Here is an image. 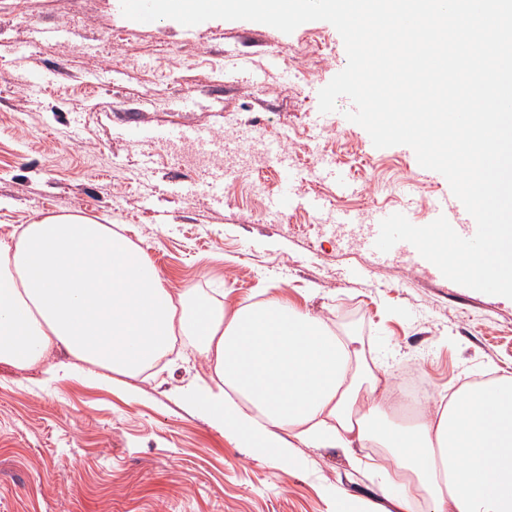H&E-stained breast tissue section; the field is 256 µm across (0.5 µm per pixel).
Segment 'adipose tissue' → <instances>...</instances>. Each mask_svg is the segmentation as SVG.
Masks as SVG:
<instances>
[{"instance_id": "ef3b65f1", "label": "adipose tissue", "mask_w": 512, "mask_h": 512, "mask_svg": "<svg viewBox=\"0 0 512 512\" xmlns=\"http://www.w3.org/2000/svg\"><path fill=\"white\" fill-rule=\"evenodd\" d=\"M194 337L212 374L189 393L236 443L303 468L310 448H381L357 470L397 492L402 512H512V377L468 385L445 407L401 422L402 391L363 361L351 337L277 292L214 304L173 294L147 255L112 227L49 215L0 240V364L77 360L134 378ZM50 363V362H49Z\"/></svg>"}]
</instances>
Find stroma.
Masks as SVG:
<instances>
[{"mask_svg": "<svg viewBox=\"0 0 512 512\" xmlns=\"http://www.w3.org/2000/svg\"><path fill=\"white\" fill-rule=\"evenodd\" d=\"M38 26L60 39L34 40ZM314 32L322 49L297 58ZM346 65L325 21L289 34L244 20L144 26L116 0H0V239L49 214L124 225L173 293L234 303L278 289L395 381L414 368L428 409L463 383L512 376V299L454 283L431 262L371 252L306 207L316 196L337 216L405 210L424 226L449 186L408 146L376 148L357 124L319 127L318 93ZM244 129L327 145L352 190L312 178L301 158L296 206L272 213L283 179L269 162L251 173L265 195L229 177L212 205L206 169L161 150L183 131ZM208 376L189 337L113 384L84 364L59 377L0 365V512H331L339 500L384 501L347 449L297 445L308 463L289 472L231 441L188 399Z\"/></svg>", "mask_w": 512, "mask_h": 512, "instance_id": "obj_1", "label": "stroma"}]
</instances>
